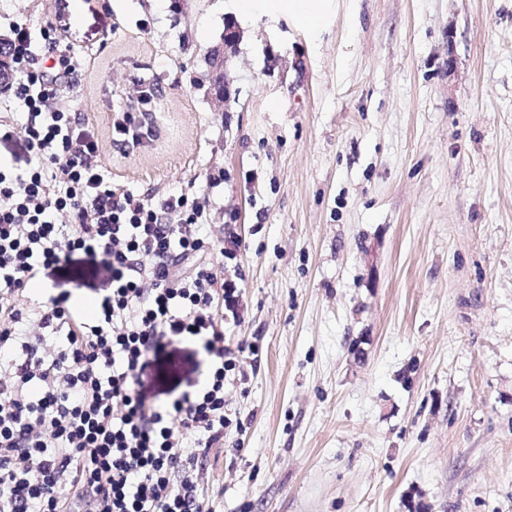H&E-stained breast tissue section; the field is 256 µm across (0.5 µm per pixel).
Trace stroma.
I'll return each mask as SVG.
<instances>
[{"label": "stroma", "mask_w": 512, "mask_h": 512, "mask_svg": "<svg viewBox=\"0 0 512 512\" xmlns=\"http://www.w3.org/2000/svg\"><path fill=\"white\" fill-rule=\"evenodd\" d=\"M247 2L62 5L98 59L63 105L113 184L195 183L208 235L240 240L212 512H512V0H332L313 32ZM45 5L0 0V34ZM230 22L221 105L206 55ZM144 81L164 91L151 133L116 148ZM107 276L78 257L41 280L88 298ZM203 368L167 347L145 391Z\"/></svg>", "instance_id": "obj_1"}]
</instances>
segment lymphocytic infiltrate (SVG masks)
<instances>
[{"label": "lymphocytic infiltrate", "instance_id": "lymphocytic-infiltrate-1", "mask_svg": "<svg viewBox=\"0 0 512 512\" xmlns=\"http://www.w3.org/2000/svg\"><path fill=\"white\" fill-rule=\"evenodd\" d=\"M0 54V142L19 144L0 163V512H210L198 461L229 425L224 314L238 304L232 251L202 232L210 199L113 187L80 112L60 105L87 66L60 21L36 37L13 24ZM80 253L110 271L94 317L26 294ZM184 342L204 380L151 401L144 372Z\"/></svg>", "mask_w": 512, "mask_h": 512}]
</instances>
